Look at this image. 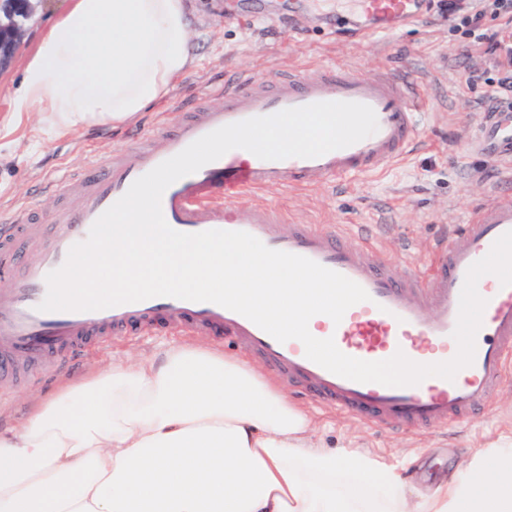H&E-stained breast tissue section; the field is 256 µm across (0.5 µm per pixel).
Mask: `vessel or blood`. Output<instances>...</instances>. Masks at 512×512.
Listing matches in <instances>:
<instances>
[{
  "label": "vessel or blood",
  "instance_id": "vessel-or-blood-1",
  "mask_svg": "<svg viewBox=\"0 0 512 512\" xmlns=\"http://www.w3.org/2000/svg\"><path fill=\"white\" fill-rule=\"evenodd\" d=\"M361 28L394 31L419 17L418 0H359ZM324 101H353L373 108L375 134L322 156L266 161L234 149L169 186L162 211L173 229L245 231L267 247L307 257L362 286L367 301L350 307L330 330L340 351L379 361L403 352L433 363L452 359V336L459 297L471 264L512 231V196L477 208L458 233L435 247L427 276L399 274L365 240L351 241L314 224L293 223L282 210L246 202V193L269 187H307L324 180L385 169L406 153L417 134V117L428 100L415 83L385 70L367 77L332 66L315 75L291 72L272 79L238 73L208 105L190 112L154 142H140L74 173L60 192L48 246L17 254L19 273L0 289V398L11 395L20 378L50 368L63 369L77 355L108 340L156 330L223 335L252 360L279 376L306 385L322 404L378 425L399 423L412 429L445 426L483 408L512 373V285L496 276L478 282L486 299L476 336L474 361L454 380L431 376L420 384L388 387L335 375L305 356L296 339L281 343L246 317L211 302L159 296L98 311L42 312L46 276L63 265L70 247L87 238L96 219L131 184L205 134L228 124ZM483 150L512 160V106L489 113L481 130ZM33 211L0 217V250L13 249L23 237L36 236Z\"/></svg>",
  "mask_w": 512,
  "mask_h": 512
}]
</instances>
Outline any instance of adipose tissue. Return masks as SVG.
I'll return each instance as SVG.
<instances>
[{"label": "adipose tissue", "mask_w": 512, "mask_h": 512, "mask_svg": "<svg viewBox=\"0 0 512 512\" xmlns=\"http://www.w3.org/2000/svg\"><path fill=\"white\" fill-rule=\"evenodd\" d=\"M192 61L186 0H69L12 109L63 134L113 126L165 98ZM312 432L282 386L222 345L116 357L0 426V512H512L511 442L411 489Z\"/></svg>", "instance_id": "obj_1"}]
</instances>
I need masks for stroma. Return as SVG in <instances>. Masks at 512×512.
Returning <instances> with one entry per match:
<instances>
[{
  "label": "stroma",
  "mask_w": 512,
  "mask_h": 512,
  "mask_svg": "<svg viewBox=\"0 0 512 512\" xmlns=\"http://www.w3.org/2000/svg\"><path fill=\"white\" fill-rule=\"evenodd\" d=\"M66 7V0H45L11 67L0 75V212L33 206L50 219L60 200L41 192L45 180L64 183L86 158L106 160L132 146L126 129L159 137L235 73L313 72L331 64L364 75L388 69L421 84L430 98L418 129L424 149L377 173L305 190L268 188L247 194V202L278 207L298 224L374 233L382 257L399 272L416 274L426 270L437 240L466 223L476 205L512 193V167L489 159L474 144L484 112L496 105L483 88L466 81L468 70L483 59L477 50L462 52L463 40L439 16L437 0H424L418 22L364 38L348 22H336L359 15L355 0H188L193 64L169 95L128 124L57 135L38 114L12 112L10 97L40 32ZM174 340L160 331L81 354L68 369L46 371L0 400V424L20 426L31 399L51 394L61 379H79L112 357L147 355ZM285 389L308 412L323 445L360 449L398 467L413 460L412 478L420 485L446 477L469 453L512 438V384L480 413L427 429L369 426L318 405L299 386L289 383Z\"/></svg>",
  "instance_id": "35a3bbf8"
}]
</instances>
